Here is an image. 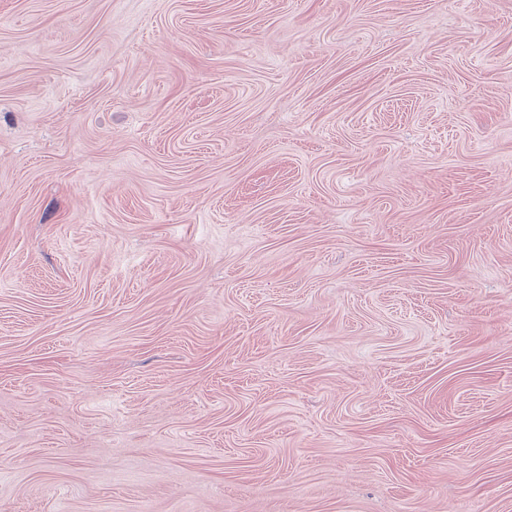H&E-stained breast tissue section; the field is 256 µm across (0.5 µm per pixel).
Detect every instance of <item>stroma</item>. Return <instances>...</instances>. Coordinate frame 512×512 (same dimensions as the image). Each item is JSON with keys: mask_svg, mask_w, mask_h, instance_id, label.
<instances>
[{"mask_svg": "<svg viewBox=\"0 0 512 512\" xmlns=\"http://www.w3.org/2000/svg\"><path fill=\"white\" fill-rule=\"evenodd\" d=\"M0 512H512V0H0Z\"/></svg>", "mask_w": 512, "mask_h": 512, "instance_id": "1", "label": "stroma"}]
</instances>
